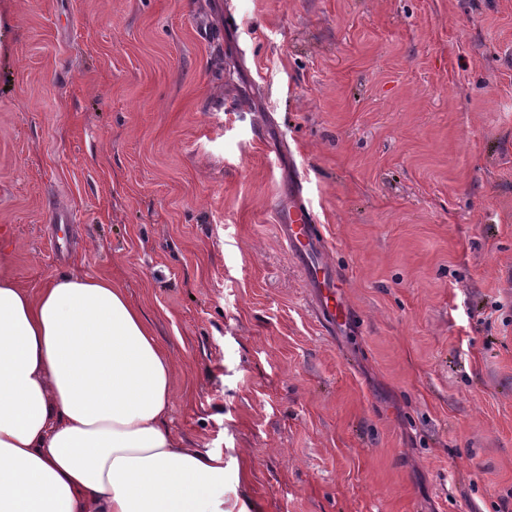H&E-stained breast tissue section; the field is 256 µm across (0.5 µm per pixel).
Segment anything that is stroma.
Wrapping results in <instances>:
<instances>
[{"mask_svg":"<svg viewBox=\"0 0 512 512\" xmlns=\"http://www.w3.org/2000/svg\"><path fill=\"white\" fill-rule=\"evenodd\" d=\"M0 232L143 311L228 510L512 512V0H0ZM312 222L308 210L292 205L288 208L283 224H278L280 236L290 254L303 267L310 285L317 288V295L325 303L329 318L340 323L347 315L346 306L336 291H329L330 288H338V275L324 259V239L318 225ZM325 283H329L330 287L327 288Z\"/></svg>","mask_w":512,"mask_h":512,"instance_id":"obj_1","label":"stroma"}]
</instances>
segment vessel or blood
<instances>
[{
  "label": "vessel or blood",
  "instance_id": "1",
  "mask_svg": "<svg viewBox=\"0 0 512 512\" xmlns=\"http://www.w3.org/2000/svg\"><path fill=\"white\" fill-rule=\"evenodd\" d=\"M279 231L290 254L301 264L310 285L325 303L329 318L335 321L345 318V304L329 290L338 275L324 258V239L310 212L297 205L290 206Z\"/></svg>",
  "mask_w": 512,
  "mask_h": 512
}]
</instances>
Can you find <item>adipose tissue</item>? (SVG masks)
I'll list each match as a JSON object with an SVG mask.
<instances>
[{"label":"adipose tissue","instance_id":"ef3b65f1","mask_svg":"<svg viewBox=\"0 0 512 512\" xmlns=\"http://www.w3.org/2000/svg\"><path fill=\"white\" fill-rule=\"evenodd\" d=\"M0 244V512H225L168 424L173 362L112 280L18 287Z\"/></svg>","mask_w":512,"mask_h":512}]
</instances>
